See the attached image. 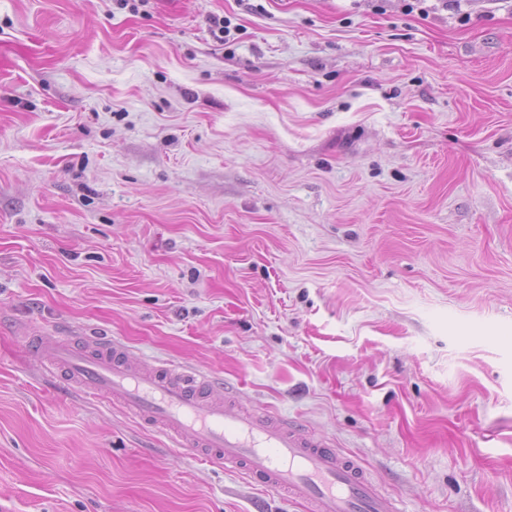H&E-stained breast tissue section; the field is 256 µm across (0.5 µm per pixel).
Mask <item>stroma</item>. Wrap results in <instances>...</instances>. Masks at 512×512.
Masks as SVG:
<instances>
[{"instance_id": "1", "label": "stroma", "mask_w": 512, "mask_h": 512, "mask_svg": "<svg viewBox=\"0 0 512 512\" xmlns=\"http://www.w3.org/2000/svg\"><path fill=\"white\" fill-rule=\"evenodd\" d=\"M408 4L0 0V512H305L63 388L35 326L402 512H512V0Z\"/></svg>"}]
</instances>
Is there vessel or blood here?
<instances>
[{"mask_svg":"<svg viewBox=\"0 0 512 512\" xmlns=\"http://www.w3.org/2000/svg\"><path fill=\"white\" fill-rule=\"evenodd\" d=\"M34 358L82 394L108 399L196 458L245 470L261 490L300 501L307 512H400L364 469L318 433L282 418L248 414L221 400L218 383L173 367L133 368L112 341L77 347L29 334Z\"/></svg>","mask_w":512,"mask_h":512,"instance_id":"obj_1","label":"vessel or blood"}]
</instances>
